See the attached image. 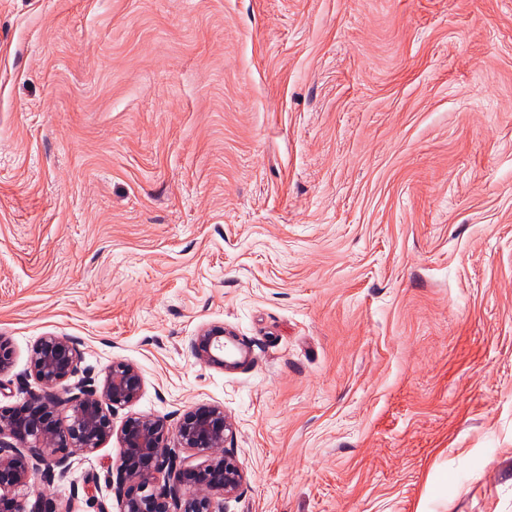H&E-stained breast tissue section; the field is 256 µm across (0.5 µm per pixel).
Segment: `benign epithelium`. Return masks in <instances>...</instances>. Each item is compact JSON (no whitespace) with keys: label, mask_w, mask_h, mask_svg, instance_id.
<instances>
[{"label":"benign epithelium","mask_w":512,"mask_h":512,"mask_svg":"<svg viewBox=\"0 0 512 512\" xmlns=\"http://www.w3.org/2000/svg\"><path fill=\"white\" fill-rule=\"evenodd\" d=\"M191 348L196 359L222 369L239 367L246 355L222 327L201 330ZM79 357L72 338L41 337L32 351L38 389L18 406L0 407V512H75L71 503L61 509L44 497L29 507L15 489L28 482L36 465L52 483L55 469L66 470L74 453H92L113 435L121 449L119 512H223L214 496L229 498L245 481L226 449L231 423L224 408L198 405L174 425L150 415L131 416L116 430L112 412L140 397V372L117 361L101 386L83 382L63 397L59 388L76 373ZM181 448L202 461L180 456Z\"/></svg>","instance_id":"benign-epithelium-1"}]
</instances>
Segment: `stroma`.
I'll use <instances>...</instances> for the list:
<instances>
[{
    "mask_svg": "<svg viewBox=\"0 0 512 512\" xmlns=\"http://www.w3.org/2000/svg\"><path fill=\"white\" fill-rule=\"evenodd\" d=\"M43 336L222 406L224 512H512V0H0V405ZM226 335L223 327L202 329L191 343L195 358L222 369L239 367L246 352L236 343L234 336Z\"/></svg>",
    "mask_w": 512,
    "mask_h": 512,
    "instance_id": "1",
    "label": "stroma"
}]
</instances>
